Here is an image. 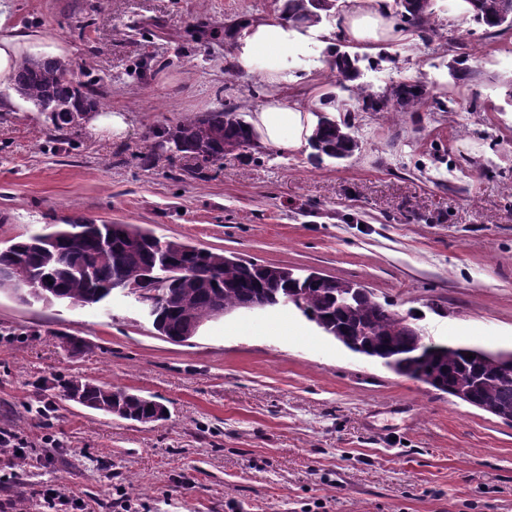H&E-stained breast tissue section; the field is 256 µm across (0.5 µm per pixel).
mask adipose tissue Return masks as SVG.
Instances as JSON below:
<instances>
[{"mask_svg": "<svg viewBox=\"0 0 512 512\" xmlns=\"http://www.w3.org/2000/svg\"><path fill=\"white\" fill-rule=\"evenodd\" d=\"M391 2L347 0V8L330 29L319 23L296 26L288 18V0H279L274 16L254 19L235 32L232 62L236 69L259 74L274 89L250 118L262 145L300 149L313 136L319 121L316 104L290 101L284 93L289 59L307 56L315 44L324 53H332L339 35L351 47L361 50L406 40V33L393 18ZM6 22V16L0 14L1 88L11 83L24 56H56L61 52L59 46L47 43L39 32L10 28Z\"/></svg>", "mask_w": 512, "mask_h": 512, "instance_id": "1", "label": "adipose tissue"}]
</instances>
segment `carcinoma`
<instances>
[{
  "label": "carcinoma",
  "instance_id": "obj_1",
  "mask_svg": "<svg viewBox=\"0 0 512 512\" xmlns=\"http://www.w3.org/2000/svg\"><path fill=\"white\" fill-rule=\"evenodd\" d=\"M466 13L489 29L512 27V12L505 0H465ZM401 23L415 29L423 40L433 31L431 5L423 0H396ZM336 0H288L289 18L303 24L330 15ZM364 56L357 51L336 50L328 61L336 84L349 90L347 81L359 75ZM15 90L41 112L51 115L53 128L73 122L74 116L99 105L95 85L79 80L68 64L57 58L26 60L15 72ZM363 112H393L420 106L428 91L417 80H401L382 92L367 86L353 89ZM350 119L320 116L310 139L317 159H345L358 149ZM180 152L192 154L200 165L224 160V146L238 142L256 147L252 128L231 104L166 129ZM153 234L133 224L68 222L52 234L34 235L0 250V291H47L49 302L67 300L87 306L103 302L112 291L134 287L156 295L162 305L153 316L158 333L174 341L188 323L200 324L242 308L262 296L268 307L290 301L302 315L326 334L341 340L353 352L366 355L397 374L414 380L426 376L432 387L452 394L465 391L474 400L491 403L512 413V370L502 369L493 356L467 358L472 348L435 343L414 329L409 318L378 302L365 288L344 289L317 282L316 272H293L278 282L262 276V265L235 256L199 249L183 242L169 256L149 244ZM80 394V405L125 420L152 423L166 418V407L128 388L82 379L63 381L60 396L71 402Z\"/></svg>",
  "mask_w": 512,
  "mask_h": 512
}]
</instances>
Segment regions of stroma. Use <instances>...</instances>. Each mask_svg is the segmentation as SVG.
I'll return each instance as SVG.
<instances>
[{"mask_svg":"<svg viewBox=\"0 0 512 512\" xmlns=\"http://www.w3.org/2000/svg\"><path fill=\"white\" fill-rule=\"evenodd\" d=\"M8 22L68 50L123 137L53 131L0 91V247L70 220L135 224L262 265L362 284L435 342L512 350V29L434 0L419 35L371 50L361 85L420 79L447 111L360 112L344 160L261 146L198 170L159 151L166 126L269 89L231 66L232 22L278 0H0ZM466 58L468 79L454 76ZM290 98L336 91L323 58L289 62ZM81 341L83 351L62 340ZM80 378L154 397L148 424L61 400ZM0 427L32 450L0 463V502L54 488L90 512H512V424L356 354L293 305L160 336L133 294L93 306L0 293ZM57 440L54 448L41 440Z\"/></svg>","mask_w":512,"mask_h":512,"instance_id":"obj_1","label":"stroma"}]
</instances>
